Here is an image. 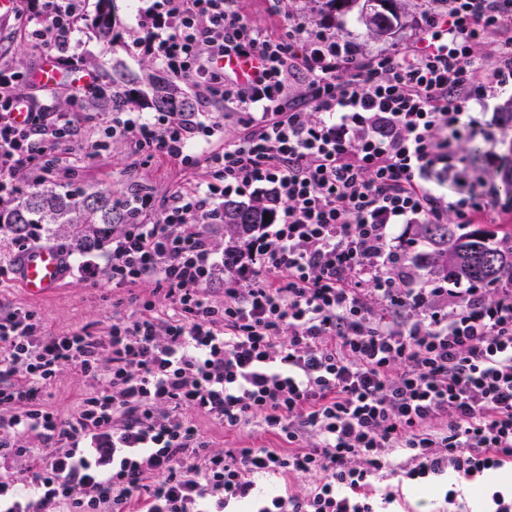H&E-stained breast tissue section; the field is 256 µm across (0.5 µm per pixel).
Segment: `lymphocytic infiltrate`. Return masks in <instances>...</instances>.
<instances>
[{
  "label": "lymphocytic infiltrate",
  "instance_id": "1",
  "mask_svg": "<svg viewBox=\"0 0 512 512\" xmlns=\"http://www.w3.org/2000/svg\"><path fill=\"white\" fill-rule=\"evenodd\" d=\"M88 0H14L56 68H81ZM156 59L203 99L224 100L241 132L208 150L175 112L112 117L76 142L54 89L0 67V204L19 172L60 171L59 150L102 156L130 137L149 156L205 164V186L154 203L122 194L126 220L107 261L63 270L116 288L152 278L171 313L145 301L107 335L46 333L35 314L0 316V512H375L369 479L405 453L406 479L466 477L512 461V278L477 287L421 280L401 224H494L512 198L493 180L448 197L429 183L470 133L469 103L512 88V0H426L416 38L364 52L300 13L267 34L234 0H152ZM255 61L238 77L229 58ZM30 115L13 118L20 107ZM279 202L272 221L217 248L224 202ZM156 209L157 221L147 219ZM224 286L214 302L209 290ZM95 380L77 410L46 402L59 368ZM260 422L281 448L214 450L192 413ZM311 447H303L304 439ZM320 475L304 496L256 495V476Z\"/></svg>",
  "mask_w": 512,
  "mask_h": 512
}]
</instances>
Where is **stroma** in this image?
Segmentation results:
<instances>
[{"instance_id": "obj_1", "label": "stroma", "mask_w": 512, "mask_h": 512, "mask_svg": "<svg viewBox=\"0 0 512 512\" xmlns=\"http://www.w3.org/2000/svg\"><path fill=\"white\" fill-rule=\"evenodd\" d=\"M235 6L241 14L271 34L279 33L289 14L296 11L317 22L329 19L334 31L358 42L363 51L372 52L390 49L415 38L420 0H404L398 23L388 36L382 38L368 34L356 6L350 11L333 14L328 13L325 0H236ZM139 8V0H113L111 11L119 34L115 42L103 43L94 30H84L81 36L82 67L84 72L94 75L97 82H110L116 67L139 78L145 92L150 89V80L169 79V72L141 46L144 29L139 22ZM45 59V54L34 48L27 33L17 30L8 20L0 19V63L27 73L40 68ZM510 101L512 90L500 94L486 106L474 107L475 130L471 139L462 140L461 150H468L471 141L477 140L484 142L494 155L506 153L507 147L501 142L500 112ZM60 158L64 171L59 178L62 185L74 181L83 187L115 195L139 189L159 202L209 178L205 165L188 168L173 158L149 159L145 154L134 153L125 139L112 141L104 156L96 161L81 157L78 151L67 146L61 149ZM134 295L144 301L163 299L152 280L143 281L128 292L113 288L103 278L93 283L67 276L53 293L33 298L25 294L19 281L6 279L0 281V316L18 307L26 308L42 319L48 333L64 335L84 329L101 336L111 325L113 316L131 311L130 298ZM89 388L86 378L65 367L57 373L47 402L59 414L66 415L75 410L80 395ZM194 420L217 450L279 448L283 445L279 437L264 432L254 423L228 430L223 424L200 414L195 415ZM371 483L379 495L389 491L394 496L389 503L381 498L376 500L377 512H476L474 498L477 490L465 477L450 479L442 475L431 484L421 486L397 473H380L372 477ZM449 490L455 493L450 503L444 499Z\"/></svg>"}]
</instances>
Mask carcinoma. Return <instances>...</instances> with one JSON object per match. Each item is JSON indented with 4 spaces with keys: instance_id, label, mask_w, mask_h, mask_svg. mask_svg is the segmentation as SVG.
Returning <instances> with one entry per match:
<instances>
[{
    "instance_id": "1",
    "label": "carcinoma",
    "mask_w": 512,
    "mask_h": 512,
    "mask_svg": "<svg viewBox=\"0 0 512 512\" xmlns=\"http://www.w3.org/2000/svg\"><path fill=\"white\" fill-rule=\"evenodd\" d=\"M111 0H98L92 26L98 37L107 42L116 39ZM402 4L399 0H363L361 20L371 35L383 37L393 29ZM152 97L147 100L138 81L126 75L112 77V98L98 102V107L122 112L147 105L157 112H180L191 120L195 103L182 89L168 81L153 82ZM269 214L261 204L224 201V223L233 226L234 234H248L264 223ZM125 222V216L112 199V194L94 189L77 193L64 190L47 181L32 185L15 205L0 212V232L16 238L30 236L34 224H66L70 246L79 253L90 252L103 245L112 226ZM420 240L431 248L437 274L443 279H465L475 285H491L512 275V249L499 250L487 244L479 232L455 236L451 224H421Z\"/></svg>"
}]
</instances>
